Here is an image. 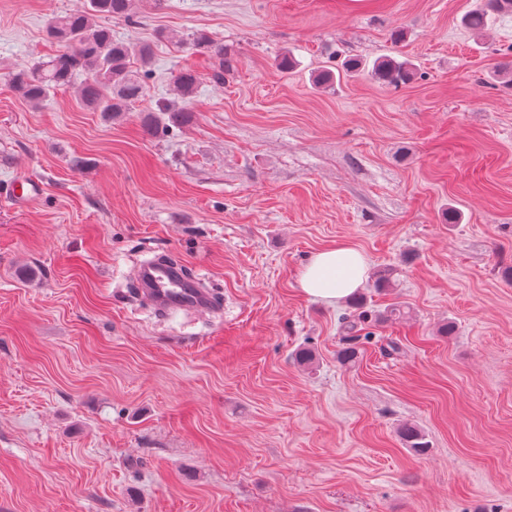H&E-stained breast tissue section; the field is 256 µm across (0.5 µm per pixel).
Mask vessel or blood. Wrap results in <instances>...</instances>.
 <instances>
[{"label":"vessel or blood","instance_id":"vessel-or-blood-1","mask_svg":"<svg viewBox=\"0 0 512 512\" xmlns=\"http://www.w3.org/2000/svg\"><path fill=\"white\" fill-rule=\"evenodd\" d=\"M41 192L42 185L37 179L20 174L8 184L5 195L14 204L24 205L38 198ZM137 278L140 296L159 312L182 309L206 314L215 307L210 293L187 279L179 265L165 261L147 263L139 268Z\"/></svg>","mask_w":512,"mask_h":512}]
</instances>
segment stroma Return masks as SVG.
<instances>
[{
	"instance_id": "35a3bbf8",
	"label": "stroma",
	"mask_w": 512,
	"mask_h": 512,
	"mask_svg": "<svg viewBox=\"0 0 512 512\" xmlns=\"http://www.w3.org/2000/svg\"><path fill=\"white\" fill-rule=\"evenodd\" d=\"M81 2L0 0V189L44 184L0 202V512H512V14L477 34L478 0H135L108 25L152 42L147 100L201 76L190 121L151 134L144 102L105 123L12 89ZM384 56L413 79L376 81ZM342 242L397 270L359 288L349 366L348 301L299 286ZM160 253L219 317L132 300ZM395 301L411 320L377 322ZM190 44L196 52L218 59L219 69L214 72L213 76L217 80H222L224 72V47L214 42L206 33L194 34ZM42 184L27 174H19L7 185L5 195L16 205H25L41 195Z\"/></svg>"
}]
</instances>
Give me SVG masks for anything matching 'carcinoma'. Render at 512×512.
Returning <instances> with one entry per match:
<instances>
[{
    "mask_svg": "<svg viewBox=\"0 0 512 512\" xmlns=\"http://www.w3.org/2000/svg\"><path fill=\"white\" fill-rule=\"evenodd\" d=\"M504 14H512V0H484L483 7L466 14L462 23L478 32L491 18ZM102 17L133 21L134 0H84L80 8L51 18L47 35L62 50L36 67L14 71L10 76L12 87L27 102L38 105L52 93L73 88L74 76L82 73L84 79L74 87L76 93L83 104L100 113L106 122L141 101L145 96L143 76L148 74L153 48L147 42L137 45L112 38V30L97 22ZM191 46L198 53L218 59L219 69L214 78L223 79L224 47L205 33L194 34ZM372 73L388 85H398L411 78L413 69L407 61L384 57L374 64ZM199 81L195 70L179 71L173 78L175 99L157 100L146 111L160 112L173 124L186 122ZM408 315L409 307L393 302L380 314V320L396 321ZM354 340L351 335L345 337L346 346L337 352L341 363L356 362L359 349ZM399 434L408 448L420 455L427 452L428 444L416 425H403Z\"/></svg>",
    "mask_w": 512,
    "mask_h": 512,
    "instance_id": "1",
    "label": "carcinoma"
}]
</instances>
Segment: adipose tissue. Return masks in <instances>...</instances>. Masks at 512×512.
<instances>
[{
  "instance_id": "1",
  "label": "adipose tissue",
  "mask_w": 512,
  "mask_h": 512,
  "mask_svg": "<svg viewBox=\"0 0 512 512\" xmlns=\"http://www.w3.org/2000/svg\"><path fill=\"white\" fill-rule=\"evenodd\" d=\"M368 260L354 246L341 244L314 254L299 285L306 296L325 303L339 302L358 290L367 277Z\"/></svg>"
}]
</instances>
